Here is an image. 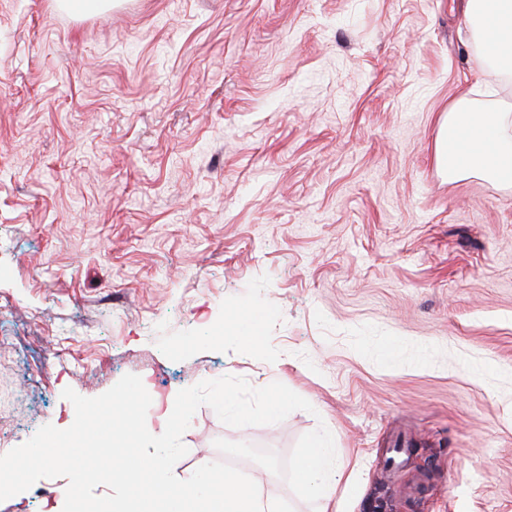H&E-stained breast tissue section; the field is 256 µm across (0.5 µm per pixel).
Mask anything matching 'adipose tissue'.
<instances>
[{
    "instance_id": "1",
    "label": "adipose tissue",
    "mask_w": 512,
    "mask_h": 512,
    "mask_svg": "<svg viewBox=\"0 0 512 512\" xmlns=\"http://www.w3.org/2000/svg\"><path fill=\"white\" fill-rule=\"evenodd\" d=\"M465 18L488 65L511 79L512 0H465ZM479 94L477 87H469L449 103L436 139L437 164L452 182L481 175L512 186V140L501 135L498 114L480 107ZM456 127L465 130L472 147L451 164L445 156V136Z\"/></svg>"
}]
</instances>
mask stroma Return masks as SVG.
<instances>
[{"mask_svg": "<svg viewBox=\"0 0 512 512\" xmlns=\"http://www.w3.org/2000/svg\"><path fill=\"white\" fill-rule=\"evenodd\" d=\"M477 83L459 0H0V455L72 425L65 389L138 375L158 435L232 375L312 409L199 407L177 478L322 425L331 512H512V188L435 153Z\"/></svg>", "mask_w": 512, "mask_h": 512, "instance_id": "1", "label": "stroma"}]
</instances>
